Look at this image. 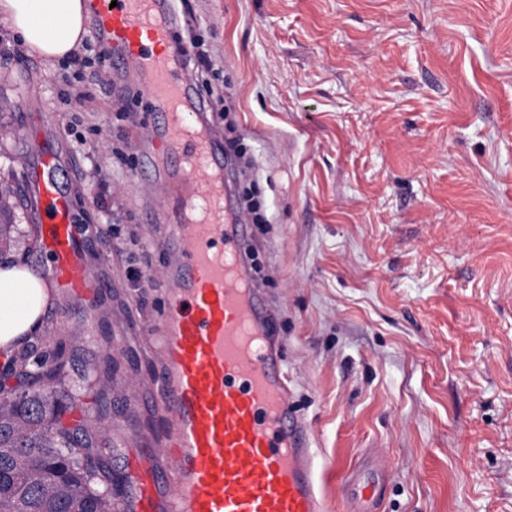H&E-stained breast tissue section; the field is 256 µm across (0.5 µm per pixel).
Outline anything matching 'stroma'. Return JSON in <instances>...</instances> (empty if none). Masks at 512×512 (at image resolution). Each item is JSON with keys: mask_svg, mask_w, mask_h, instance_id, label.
I'll use <instances>...</instances> for the list:
<instances>
[{"mask_svg": "<svg viewBox=\"0 0 512 512\" xmlns=\"http://www.w3.org/2000/svg\"><path fill=\"white\" fill-rule=\"evenodd\" d=\"M224 69L217 139L245 147L233 187L269 218L250 228L257 286L277 316L291 402L314 429L324 494L365 457L389 466L381 512H512V0H176ZM26 56L0 27V254L45 263L25 170L34 143L65 160L87 226L91 305L61 300L43 331L73 336L67 419L107 417L97 446L132 490L130 463L167 426L146 379L160 342L128 278L135 252L174 265L181 192L137 178L145 102ZM94 97L81 102L77 92ZM85 146H78L79 136ZM111 367L112 393L84 381Z\"/></svg>", "mask_w": 512, "mask_h": 512, "instance_id": "1", "label": "stroma"}]
</instances>
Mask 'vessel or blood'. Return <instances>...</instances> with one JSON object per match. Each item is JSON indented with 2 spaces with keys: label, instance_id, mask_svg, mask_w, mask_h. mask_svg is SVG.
Segmentation results:
<instances>
[{
  "label": "vessel or blood",
  "instance_id": "1",
  "mask_svg": "<svg viewBox=\"0 0 512 512\" xmlns=\"http://www.w3.org/2000/svg\"><path fill=\"white\" fill-rule=\"evenodd\" d=\"M93 37L108 45V74L124 73L152 102L158 119L144 133L148 180L168 174L158 157L176 158L185 204L171 226L178 262L166 281L168 308L159 326L163 373L158 410L171 434L162 454L141 458L127 512H327L319 485L315 436L289 400L282 342L243 256L246 224L226 191L231 168L203 124L187 53L177 41L169 0H91ZM33 177L49 273L67 298L94 288L82 263L59 162L47 145L35 151ZM388 475L374 460L340 484L343 512H375Z\"/></svg>",
  "mask_w": 512,
  "mask_h": 512
}]
</instances>
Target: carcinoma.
I'll list each match as a JSON object with an SVG mask.
<instances>
[{
	"instance_id": "cac0c4a2",
	"label": "carcinoma",
	"mask_w": 512,
	"mask_h": 512,
	"mask_svg": "<svg viewBox=\"0 0 512 512\" xmlns=\"http://www.w3.org/2000/svg\"><path fill=\"white\" fill-rule=\"evenodd\" d=\"M7 363L0 384V512H114V474L95 457L96 440L66 421L58 402L67 376L65 341Z\"/></svg>"
}]
</instances>
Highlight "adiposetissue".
<instances>
[{"label": "adipose tissue", "instance_id": "ef3b65f1", "mask_svg": "<svg viewBox=\"0 0 512 512\" xmlns=\"http://www.w3.org/2000/svg\"><path fill=\"white\" fill-rule=\"evenodd\" d=\"M85 0H0V24L26 54L54 63L72 57L86 33ZM55 288L30 262L0 259V356L10 357L41 332L55 309Z\"/></svg>", "mask_w": 512, "mask_h": 512}]
</instances>
